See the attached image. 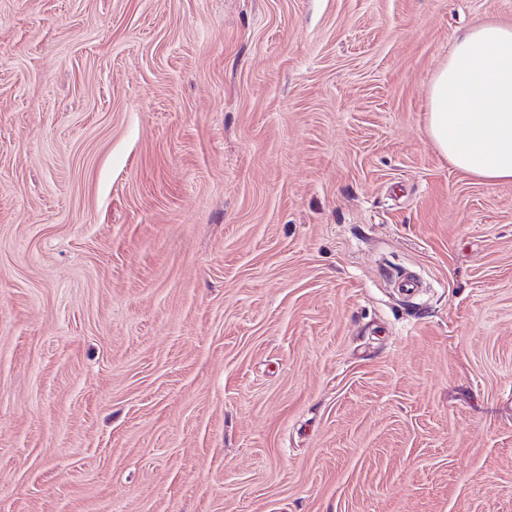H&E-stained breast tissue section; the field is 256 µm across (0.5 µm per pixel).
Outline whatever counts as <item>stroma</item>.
I'll return each mask as SVG.
<instances>
[{
  "label": "stroma",
  "mask_w": 512,
  "mask_h": 512,
  "mask_svg": "<svg viewBox=\"0 0 512 512\" xmlns=\"http://www.w3.org/2000/svg\"><path fill=\"white\" fill-rule=\"evenodd\" d=\"M512 0H0V512H512V183L426 133Z\"/></svg>",
  "instance_id": "obj_1"
}]
</instances>
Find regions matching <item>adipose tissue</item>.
<instances>
[{"instance_id":"ef3b65f1","label":"adipose tissue","mask_w":512,"mask_h":512,"mask_svg":"<svg viewBox=\"0 0 512 512\" xmlns=\"http://www.w3.org/2000/svg\"><path fill=\"white\" fill-rule=\"evenodd\" d=\"M428 134L457 169L512 182V24L484 23L457 40L430 85Z\"/></svg>"}]
</instances>
